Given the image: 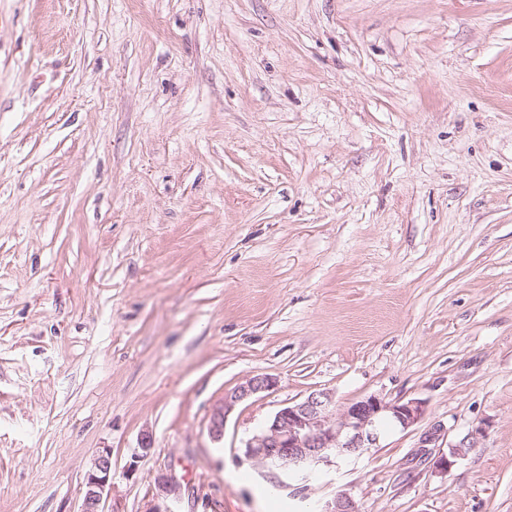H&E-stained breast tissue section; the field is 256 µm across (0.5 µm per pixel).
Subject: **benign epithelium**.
Here are the masks:
<instances>
[{
	"label": "benign epithelium",
	"mask_w": 512,
	"mask_h": 512,
	"mask_svg": "<svg viewBox=\"0 0 512 512\" xmlns=\"http://www.w3.org/2000/svg\"><path fill=\"white\" fill-rule=\"evenodd\" d=\"M277 379L256 375L225 393L221 405L209 418V433L219 441L224 438L228 415L237 404L253 395L274 389ZM426 403L420 399L390 402L370 395L347 405L336 406L330 390H314L303 400L278 410L259 434L243 449L246 458L268 471L285 475H304L321 466H339L361 458L372 448L380 447L383 424L405 431L425 415ZM485 429L476 427L452 446L450 456H442L436 467L446 470L453 459L475 446ZM112 494V458L108 449L100 451L84 480L80 512H105L104 504ZM321 512H357L355 502L342 494L326 503Z\"/></svg>",
	"instance_id": "benign-epithelium-1"
}]
</instances>
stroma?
<instances>
[{"label":"stroma","instance_id":"stroma-1","mask_svg":"<svg viewBox=\"0 0 512 512\" xmlns=\"http://www.w3.org/2000/svg\"><path fill=\"white\" fill-rule=\"evenodd\" d=\"M317 389L426 413L276 487ZM105 448L107 512H512V0H0V512ZM277 383V379L271 375H256L225 393L222 404L210 414L208 429L211 437L216 441L223 439L227 417L236 405L257 393L274 389Z\"/></svg>","mask_w":512,"mask_h":512}]
</instances>
